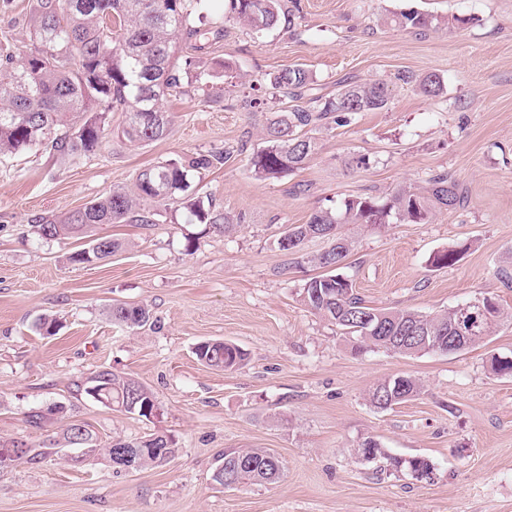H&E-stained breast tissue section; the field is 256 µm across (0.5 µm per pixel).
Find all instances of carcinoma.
Masks as SVG:
<instances>
[{
  "label": "carcinoma",
  "mask_w": 512,
  "mask_h": 512,
  "mask_svg": "<svg viewBox=\"0 0 512 512\" xmlns=\"http://www.w3.org/2000/svg\"><path fill=\"white\" fill-rule=\"evenodd\" d=\"M228 13L237 23L255 33L280 26L282 17L293 25V13L284 0H227ZM212 0H37L31 19L30 47L0 51V156L17 155L42 148L63 161L98 152L112 134V113L122 114L121 138L131 147L158 141L169 132L170 119L163 100L183 89L192 78L195 60L178 65L176 40L197 42L223 28L202 29L194 19L205 18ZM403 29L428 31L446 26L451 29L469 23L463 16L450 15L441 22L417 10L403 11L393 18ZM405 83H415L421 94L437 97L444 91L443 79L436 73L403 75ZM311 73L300 66L288 67L271 79L276 98L292 102L270 119L262 131L265 147L249 158L256 176L278 178L303 168L317 150L306 128L331 119L349 124L362 112L384 109L390 99V85L382 80L350 83L333 98L313 93ZM224 164V154L188 156L140 170L133 189L117 188L82 207L52 220L32 225V232L45 240L89 239L88 246L74 252L70 260L79 264L103 261L122 248L109 236H94L99 224H154L156 212L144 202L182 205L188 221L206 225L208 231L222 234L234 225L231 216L217 210L213 201L204 200L191 189L195 172ZM463 202L456 180L440 173L429 178L428 194L399 187L384 197L357 196L344 199L334 208L313 212L304 224L285 230L295 238L294 249L301 251L311 239H325L332 245L327 256L317 254L313 262L321 268L343 262L350 253L348 241L340 229L345 224L404 223L429 221L439 207L454 209ZM305 305L315 314L356 338V349L393 351L391 336H411L419 326L427 328L426 343H419L409 354L434 351L440 340H448L458 326L472 328L474 339L469 348L482 345L493 325L504 312L490 297L478 298L436 313L423 314L412 309H378L365 304L348 277L333 271L312 277L301 291ZM483 309L476 318L469 313ZM112 319L130 327H143L150 321L149 310L142 305H118L110 309ZM204 364L232 370L242 364L245 353L224 341H204L195 348ZM102 386L103 397L118 411L151 418L159 414L161 403L152 390L110 369L93 373L84 383L90 388ZM63 406L54 404L27 414V424L43 429ZM369 451L375 461L385 463L391 473L410 476L419 471L434 480L435 466L421 456L396 457L385 451L374 438ZM69 448L98 451L95 434L83 423L72 420L63 428V442ZM176 442L159 433L136 441L115 439L104 455L119 470L162 466L176 454ZM1 448H21V461L35 464L42 454L25 440L0 441ZM129 449V457L115 459L114 449ZM282 461L261 448H228L220 459L212 479L224 485V477L238 485L274 483L282 473Z\"/></svg>",
  "instance_id": "cac0c4a2"
}]
</instances>
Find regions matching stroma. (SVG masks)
<instances>
[{
  "instance_id": "35a3bbf8",
  "label": "stroma",
  "mask_w": 512,
  "mask_h": 512,
  "mask_svg": "<svg viewBox=\"0 0 512 512\" xmlns=\"http://www.w3.org/2000/svg\"><path fill=\"white\" fill-rule=\"evenodd\" d=\"M36 0H0V31L12 49L29 45ZM293 26L255 36L235 21L203 49L180 56L230 62V74L167 97L170 133L132 148L108 138L96 154L64 163L42 150L0 158V441L39 446L62 437L61 421L29 427V411L53 404L95 431L100 447L163 432L178 453L162 467L115 471L101 455L71 462V449L41 463L0 468V512H512V376L491 359L512 355V0H290ZM408 9L467 25L412 32L390 23ZM300 65L318 95L342 81L382 79L392 95L381 111L351 124L313 129L317 151L302 169L257 178L249 158L277 111L270 80ZM442 76L441 96H423L401 73ZM264 97L265 109L244 108ZM227 152L202 171L201 195L234 218L226 233L189 223L177 205L158 206L155 224H104L124 242L110 259L74 264L75 239L44 240L31 224L131 186L147 166L188 154ZM363 155L364 168L348 167ZM451 174L463 206L435 210L426 224H347L351 252L341 272L379 308L425 314L492 297L505 311L486 344L459 354L358 353L351 337L302 301L321 275L310 256L282 250L286 227L348 197L401 186L424 191L430 175ZM193 249H186V242ZM459 248L448 268L436 252ZM115 303L147 306L151 323L114 322ZM56 318L54 334L36 328ZM241 347L239 368L207 367L197 343ZM108 368L150 388L159 416L112 410L80 384ZM408 375L413 399L382 411L367 400L378 380ZM389 453L423 456L433 482L358 460L365 438ZM227 448L280 456L273 485L227 489L212 473Z\"/></svg>"
}]
</instances>
